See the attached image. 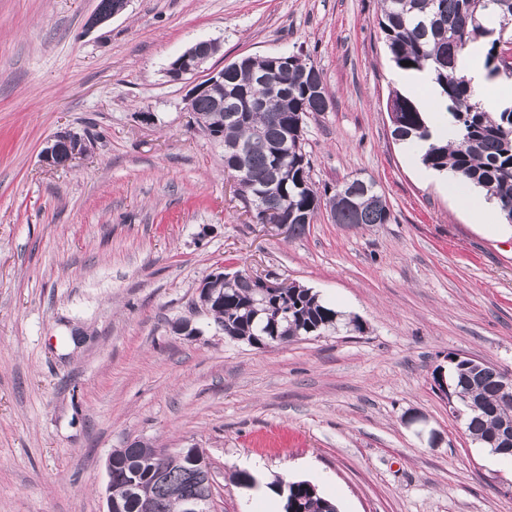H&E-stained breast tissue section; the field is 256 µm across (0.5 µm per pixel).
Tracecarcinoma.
Segmentation results:
<instances>
[{"instance_id": "carcinoma-1", "label": "carcinoma", "mask_w": 512, "mask_h": 512, "mask_svg": "<svg viewBox=\"0 0 512 512\" xmlns=\"http://www.w3.org/2000/svg\"><path fill=\"white\" fill-rule=\"evenodd\" d=\"M391 60L400 71L429 70L446 101L448 122L455 131L449 143L430 142L422 105L395 90L387 101L392 110V138L400 143L427 142L422 156L427 167L447 171L464 183L480 187L495 199L504 219L512 223V105L487 111L476 99L471 79L457 69V58L472 43L486 46L485 70L490 80L498 69L509 67L500 57L499 37L490 30H505L512 41V0H381L378 20ZM409 65L403 66L401 62ZM322 73L301 53L287 56L285 65L273 69V56L241 57L224 66V87L208 90L190 102L197 125L212 139L224 143V170L236 178L237 195L258 224L267 223L265 208L271 202L300 235L321 208L337 224H388L391 211L375 182L346 179L341 186L356 187L353 204L339 189H319L310 174L305 150L308 115L331 104ZM89 151L86 140L68 134L60 142L57 160ZM200 292L202 307L214 316L224 335L250 345L291 342L299 336H321L344 327L363 332L355 317L323 304L312 289L297 282H281L267 296L249 277L233 275L224 281L206 277ZM448 361V398L478 406L467 411L466 428L473 441L492 452L512 457L489 440L500 422L512 417V396L501 393L505 370L486 363L475 377L465 364ZM112 499L122 512H185L187 503L198 512H212V486L207 478L204 452L189 448L171 454L136 442L112 450ZM285 512H337L306 480L285 484Z\"/></svg>"}]
</instances>
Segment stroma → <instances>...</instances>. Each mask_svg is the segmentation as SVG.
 I'll return each instance as SVG.
<instances>
[{"mask_svg": "<svg viewBox=\"0 0 512 512\" xmlns=\"http://www.w3.org/2000/svg\"><path fill=\"white\" fill-rule=\"evenodd\" d=\"M98 3L0 0V512H107V461L140 440L203 450L215 512H262L229 479L249 459L339 512H512V460L433 380L452 354L512 372V237L392 138L379 0H129L91 29ZM208 39L212 69L310 56L332 97L306 120L312 179L375 181L390 223L252 222L188 108L199 76L167 75ZM61 131L93 144L45 167ZM220 271L299 282L364 330L229 339L199 303Z\"/></svg>", "mask_w": 512, "mask_h": 512, "instance_id": "35a3bbf8", "label": "stroma"}]
</instances>
